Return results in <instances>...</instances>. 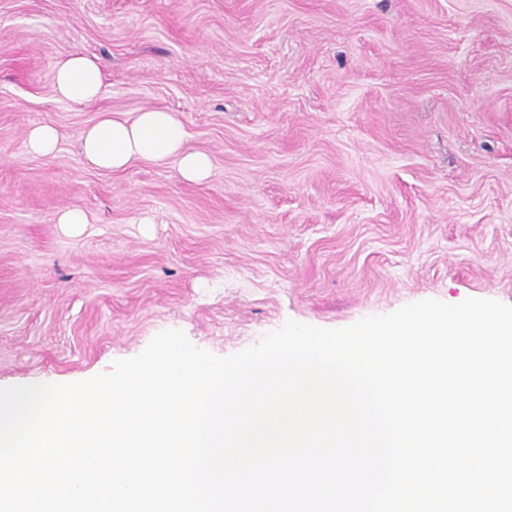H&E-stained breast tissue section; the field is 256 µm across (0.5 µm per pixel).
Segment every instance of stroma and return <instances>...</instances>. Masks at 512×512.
I'll return each mask as SVG.
<instances>
[{
  "label": "stroma",
  "instance_id": "1",
  "mask_svg": "<svg viewBox=\"0 0 512 512\" xmlns=\"http://www.w3.org/2000/svg\"><path fill=\"white\" fill-rule=\"evenodd\" d=\"M74 51L104 69L82 107L52 86ZM146 109L178 113L207 181L84 163L100 113ZM468 297L512 305V0H0V387L171 328L227 356ZM59 132L51 124H38L29 129L26 145L30 153L37 156H50L55 153L59 143Z\"/></svg>",
  "mask_w": 512,
  "mask_h": 512
}]
</instances>
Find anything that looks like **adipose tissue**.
<instances>
[{
	"instance_id": "1",
	"label": "adipose tissue",
	"mask_w": 512,
	"mask_h": 512,
	"mask_svg": "<svg viewBox=\"0 0 512 512\" xmlns=\"http://www.w3.org/2000/svg\"><path fill=\"white\" fill-rule=\"evenodd\" d=\"M102 84L100 60L80 51L60 60L53 74L56 97L73 106L96 100ZM187 138L182 121L171 111L148 109L132 119L107 112L83 129L79 147L83 160L102 171H123L137 162L157 166L173 163L184 179L205 181L212 171V158L189 148Z\"/></svg>"
}]
</instances>
